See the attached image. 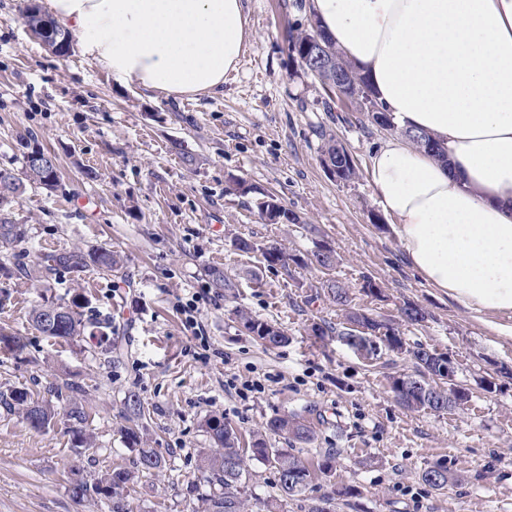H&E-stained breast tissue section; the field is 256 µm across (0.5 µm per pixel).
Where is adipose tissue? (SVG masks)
<instances>
[{
  "mask_svg": "<svg viewBox=\"0 0 512 512\" xmlns=\"http://www.w3.org/2000/svg\"><path fill=\"white\" fill-rule=\"evenodd\" d=\"M83 53L178 100L220 91L250 37L242 0H46ZM325 34L434 161L385 140L367 173L411 264L467 307L512 312V0H310Z\"/></svg>",
  "mask_w": 512,
  "mask_h": 512,
  "instance_id": "obj_1",
  "label": "adipose tissue"
}]
</instances>
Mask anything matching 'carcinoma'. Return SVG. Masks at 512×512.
I'll return each mask as SVG.
<instances>
[{"label": "carcinoma", "mask_w": 512, "mask_h": 512, "mask_svg": "<svg viewBox=\"0 0 512 512\" xmlns=\"http://www.w3.org/2000/svg\"><path fill=\"white\" fill-rule=\"evenodd\" d=\"M24 23L31 33L43 42L54 39L61 40L68 32L60 29L57 24L34 5L27 7L24 13ZM314 32L313 25L305 28L290 27L286 33L288 50L295 61L302 58L301 48ZM331 54L338 57L341 66L349 69L354 81L351 82L350 93L358 94L355 102V111L366 116L373 125H379L377 114L371 108L378 106L369 85L356 69L348 62L332 42H327ZM401 133L417 148L442 160L444 151L428 133L418 132L412 129H403ZM324 139V153L328 154L334 163L343 167V173L339 175L341 183H348L357 177L356 168L349 165L347 160L340 156L333 137L319 132ZM56 169L44 170L36 164L25 159V179L47 188L54 189L58 186ZM6 189H0V201L8 196H16L23 191L24 183L11 174L0 172V185ZM25 241L23 232L17 225L10 223L9 219L0 218V243L3 245H18ZM265 260L270 265H278L288 269L290 263H295L304 268H329L335 262V255L331 248L321 244L316 247L308 257L303 260L290 254L287 248L273 245L263 250ZM45 267L54 270L58 267L71 272H84L94 267L103 274H110L119 269L121 261L112 250L103 247H91L87 250L75 248L73 250L48 254L43 257ZM205 275L214 288L219 291L236 287L232 279L219 267H209ZM328 293L341 307L348 327L339 330L329 324L313 326L312 331L316 336H328L336 334L345 342L354 346L364 342L367 338L377 339L386 345L390 351L401 352L404 342L400 336L399 327L389 319H377L371 315L350 307V293L346 286L338 281L326 284ZM85 302L83 298L76 297L72 300L70 315L65 321L52 330L41 326V309L34 310L32 322L37 330L52 338L69 342L85 334L94 335L90 330L91 324L83 318L82 308ZM238 318L244 330L267 348L280 347L288 342V336L281 328L261 320L246 311H239ZM403 321L414 324L426 319V312L414 303H408L401 309ZM415 365L411 374H399L391 377V390L397 402L410 410L431 409L435 412H446L457 408L468 397L466 389L456 385L449 390V395L444 397L443 405L434 403V393L437 392L433 383L439 378L440 366L448 362V357L435 351L419 346L409 351ZM72 395L63 407V412H58L51 403L42 404L43 422L41 429H46L59 414L65 416L72 426L75 446L78 448L93 447V440L85 428L86 414L78 393L79 388H71ZM34 403L32 395L26 387H10L0 391V409L9 414L24 416L26 407ZM124 418L127 425L121 429V436L127 448L135 451V470L124 467H115L110 472L93 476L86 481L87 497L90 499H105L112 504V512H130L127 508L129 490L138 474H152L166 467V459L156 448L148 447L141 433L140 420L144 413L138 397L130 394L124 402ZM204 431L208 434L213 448L202 457L199 471L203 480L211 486V492L201 497L200 512H251L248 494L247 461L257 460L271 469L277 475V486L283 496H297L304 493L315 478L326 477L336 468V454L326 453L311 467L301 457L291 454L282 448H274L270 443L271 437H278L287 442L309 444L314 440L312 427L307 424L304 417L292 413L275 415L266 423L265 431L256 435L252 447L243 449L237 447L238 437L235 430L228 425L224 418L211 416L204 421ZM421 480L428 486L443 490L448 484L459 481V477L448 473L447 466L438 463L430 466L421 473ZM358 497L359 491L352 486L333 491V495L321 498H310L305 505L306 512H324L321 504L332 502L335 497Z\"/></svg>", "instance_id": "carcinoma-1"}]
</instances>
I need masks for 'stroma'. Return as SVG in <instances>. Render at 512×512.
Returning <instances> with one entry per match:
<instances>
[{
	"mask_svg": "<svg viewBox=\"0 0 512 512\" xmlns=\"http://www.w3.org/2000/svg\"><path fill=\"white\" fill-rule=\"evenodd\" d=\"M40 2L0 0V170L22 176L25 156L40 149L55 156L59 181L54 190L27 184L0 203L28 250L26 275L0 271V327L24 344L0 352V390L24 386L60 408L58 390L82 386L96 446L74 447L64 422L38 432L0 413V512H110L106 501L71 497L70 471L132 467L120 433L131 393L144 409L145 440L167 460L161 472L138 476L131 512H198L210 491L197 480L212 446L209 416L223 417L246 444L287 412L315 430L293 454L310 462L337 455L333 476L316 480L310 496L360 491L356 508L339 498L333 512H512V315L467 308L409 264L367 178L389 131L361 125L356 112H327L321 85L288 56L285 30L306 23L309 10L297 0H243L252 37L238 70L222 92L175 103L118 82L80 46L53 54L22 17ZM319 128L353 157V182L326 171ZM187 152L196 166L184 163ZM238 181L248 194L234 191ZM267 194L302 225L264 221L257 203ZM236 236L256 251L236 250ZM275 243L301 256L325 244L337 261L287 274L260 253ZM100 245L121 257L117 272L41 265L43 255ZM210 266L235 279L234 291L210 286ZM329 280L373 315L398 320L410 302L429 317L401 323L405 353L366 360L339 337L311 331L341 319ZM368 280L380 296L364 292ZM77 295L98 335L63 342L34 328L36 307ZM192 299L205 349L185 325ZM241 309L283 329L287 344L269 350L248 336ZM419 345L448 354L470 391L463 408L410 411L396 402L389 377L412 372L408 351ZM483 377L495 378L497 392L480 388ZM438 462L460 477L442 491L420 478Z\"/></svg>",
	"mask_w": 512,
	"mask_h": 512,
	"instance_id": "stroma-1",
	"label": "stroma"
}]
</instances>
